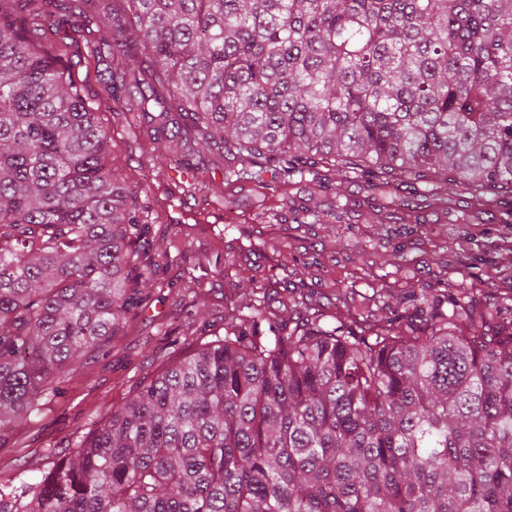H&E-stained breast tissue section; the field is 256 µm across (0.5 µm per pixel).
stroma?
Wrapping results in <instances>:
<instances>
[{"mask_svg":"<svg viewBox=\"0 0 512 512\" xmlns=\"http://www.w3.org/2000/svg\"><path fill=\"white\" fill-rule=\"evenodd\" d=\"M100 37L96 22L77 34L43 23L41 43L60 50L89 98L105 95L111 60L93 59ZM114 133L112 168L148 188L156 217L149 236L156 267L149 301L130 318L123 336L106 350L91 351L74 364L57 397L0 446V481L39 475L49 456L73 451L101 421L105 408L126 402L170 360L187 356L201 335L224 330V307L265 292L278 318L287 319L284 301L304 296L327 312L345 293L394 289L398 302L426 287L446 295L451 284L475 281L488 295L512 297V204L475 206L469 196L452 197L465 223L453 224L435 207L418 210L415 224H388L373 210V192L364 180L336 178L322 187L301 182L288 189V203L315 211L347 201L346 224H252L255 192L246 183H225L224 161L200 170L221 203H204L178 184L165 151L155 150L151 126L138 140L125 134L120 108L102 112Z\"/></svg>","mask_w":512,"mask_h":512,"instance_id":"obj_1","label":"stroma"}]
</instances>
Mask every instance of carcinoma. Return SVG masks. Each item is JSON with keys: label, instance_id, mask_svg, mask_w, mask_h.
Returning <instances> with one entry per match:
<instances>
[{"label": "carcinoma", "instance_id": "carcinoma-1", "mask_svg": "<svg viewBox=\"0 0 512 512\" xmlns=\"http://www.w3.org/2000/svg\"><path fill=\"white\" fill-rule=\"evenodd\" d=\"M0 0V444L148 300L154 223L112 173L99 117L123 102L190 174L274 193L353 174L408 215L448 185L512 195V0ZM100 19L90 103L41 21ZM346 223V208L291 210ZM253 224L286 215L264 204ZM458 285L413 312L264 298L173 360L0 512H512V320Z\"/></svg>", "mask_w": 512, "mask_h": 512}]
</instances>
